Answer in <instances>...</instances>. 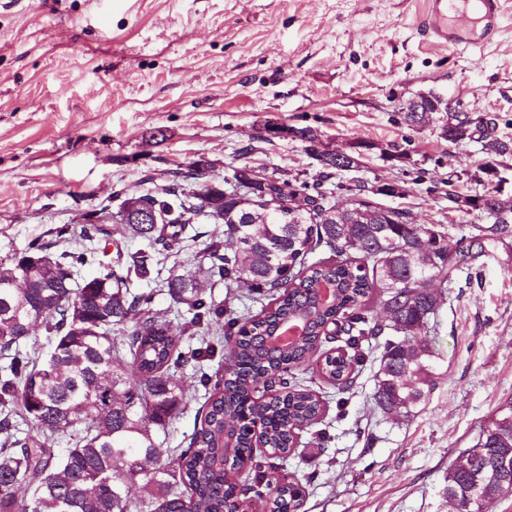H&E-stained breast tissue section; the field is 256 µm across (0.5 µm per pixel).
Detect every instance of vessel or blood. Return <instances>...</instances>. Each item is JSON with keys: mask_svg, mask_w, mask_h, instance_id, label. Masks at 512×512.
Segmentation results:
<instances>
[{"mask_svg": "<svg viewBox=\"0 0 512 512\" xmlns=\"http://www.w3.org/2000/svg\"><path fill=\"white\" fill-rule=\"evenodd\" d=\"M506 0H427L424 31L448 47L484 44L496 34Z\"/></svg>", "mask_w": 512, "mask_h": 512, "instance_id": "b4317fda", "label": "vessel or blood"}]
</instances>
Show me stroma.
<instances>
[{"label": "stroma", "instance_id": "35a3bbf8", "mask_svg": "<svg viewBox=\"0 0 512 512\" xmlns=\"http://www.w3.org/2000/svg\"><path fill=\"white\" fill-rule=\"evenodd\" d=\"M424 0H0V261L35 239L84 248L89 215L116 184L154 191L211 164L215 182L247 164L282 179L316 175L300 142L269 126L309 125L323 144L372 148L344 182L410 180L387 206L451 235L473 217L449 190L512 197V18L490 45L448 50L423 31ZM463 104L492 135L452 144L398 112L423 93ZM493 168L488 182L472 179ZM71 237L58 238L61 226ZM433 352L432 382L411 413L386 415L372 395L379 351L366 356L338 410L315 365L298 374L324 403L279 476L306 480L302 512H450L448 470L479 427L512 401V265L485 259L482 277L453 288L417 335ZM224 349L189 360L192 399L164 445L186 447L221 376Z\"/></svg>", "mask_w": 512, "mask_h": 512}]
</instances>
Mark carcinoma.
I'll return each instance as SVG.
<instances>
[{"mask_svg":"<svg viewBox=\"0 0 512 512\" xmlns=\"http://www.w3.org/2000/svg\"><path fill=\"white\" fill-rule=\"evenodd\" d=\"M412 128L433 123L442 139L459 143L487 127L485 119L461 108L400 112ZM297 137L321 166L319 179L258 182L252 193L218 191L206 160L155 192L120 187L118 212L107 223L105 209L91 214L92 231L106 242L119 235L138 239L134 252L116 250L112 265L76 281L89 251H48L34 240L13 261L0 264V354L9 364L0 371V512H301L304 486L274 477V460L288 458L298 433L317 424L319 396L294 372L308 364L331 339L326 328L347 336L353 355L328 354L319 373L338 393L354 383L363 361L361 342L382 338V363L373 400L387 414L410 413L431 383V351L409 338L426 327L440 307L433 292L455 278L479 273L477 262L512 240V199L484 195L462 204L483 214L487 223L455 244L462 261L448 254V232L417 224L408 215L380 207L359 220L337 208L335 196L353 188L333 182L336 170L354 161H336L323 147L317 129L297 127ZM151 209L157 224L138 215ZM224 225L237 247L224 251L216 236L203 242L193 268L176 262L167 278L168 295L191 318L179 328L149 309L151 292L135 282L148 277L184 242L197 216ZM266 294L259 312L235 316L214 304L201 281ZM333 289L328 301L323 286ZM386 312L379 321L376 309ZM299 321L301 339L269 344L266 337L283 323ZM56 336L47 358L34 361L25 349L36 328ZM215 329L230 348L224 378L201 385L213 390L197 411L201 427L187 447L171 456L157 433L165 430L189 401L179 370L188 362L183 337L199 328ZM274 380L283 396L257 403L259 387ZM263 426L272 455H258L252 426ZM31 429L20 433L18 422ZM67 438L60 459L47 441ZM142 481L148 501L134 497ZM512 488V402L480 428L476 443L448 471V498L471 503L475 491Z\"/></svg>","mask_w":512,"mask_h":512,"instance_id":"cac0c4a2","label":"carcinoma"}]
</instances>
